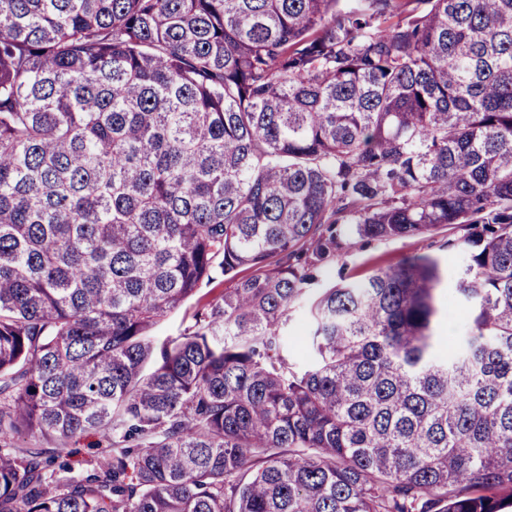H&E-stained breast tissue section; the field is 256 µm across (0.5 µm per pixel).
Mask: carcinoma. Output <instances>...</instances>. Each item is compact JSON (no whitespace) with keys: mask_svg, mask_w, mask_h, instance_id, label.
<instances>
[{"mask_svg":"<svg viewBox=\"0 0 512 512\" xmlns=\"http://www.w3.org/2000/svg\"><path fill=\"white\" fill-rule=\"evenodd\" d=\"M509 507L512 0H0V512ZM344 238L350 245L330 259L319 272V285L325 288L338 283L341 277L350 282H362L380 267L395 265L404 258L415 254H427L439 257L443 265L448 264V288H453V273L458 264L457 258L449 254L444 243L448 234L461 235L458 228L425 238H398L390 240L361 239L348 231L350 226H341ZM231 286L232 284L224 280V277L218 276L210 284L204 285L196 297L161 322L153 330V336H155L158 342L180 336L187 327L194 323L193 314L198 309L205 306L215 296L224 292V288H231ZM98 439L99 437L97 435H85L79 439V442L72 444L67 450H65V452H73L70 456V461L74 466L79 467L85 465L90 458L102 450V448H90L96 447L92 444L97 442Z\"/></svg>","mask_w":512,"mask_h":512,"instance_id":"1","label":"carcinoma"}]
</instances>
